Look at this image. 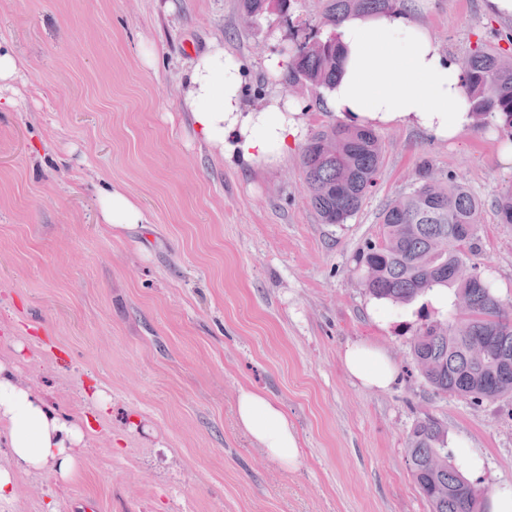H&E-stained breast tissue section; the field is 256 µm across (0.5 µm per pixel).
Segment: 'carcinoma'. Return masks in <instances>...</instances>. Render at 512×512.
<instances>
[{"label":"carcinoma","mask_w":512,"mask_h":512,"mask_svg":"<svg viewBox=\"0 0 512 512\" xmlns=\"http://www.w3.org/2000/svg\"><path fill=\"white\" fill-rule=\"evenodd\" d=\"M321 24L334 28L348 13H374L406 0H323ZM316 53H291L284 78L290 89H320L336 79L341 51L336 35L322 39ZM467 75L472 112L483 123L497 122L512 135V57L478 43L458 58ZM336 139L337 153L323 150ZM383 145L370 128L341 123L312 133L300 164L310 202L323 224H344L375 184ZM499 223L512 224V189L495 197ZM482 200L454 175H433L421 161L416 182L381 214L378 240L357 254L366 292L395 306L408 305L437 289L452 291L456 315L427 320L414 334L410 357L438 394L474 401L512 396V304L498 299L484 279L477 250ZM446 430L426 416L414 424L407 442L412 475L430 512H485V488L440 457Z\"/></svg>","instance_id":"cac0c4a2"}]
</instances>
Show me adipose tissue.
<instances>
[{
	"instance_id": "obj_1",
	"label": "adipose tissue",
	"mask_w": 512,
	"mask_h": 512,
	"mask_svg": "<svg viewBox=\"0 0 512 512\" xmlns=\"http://www.w3.org/2000/svg\"><path fill=\"white\" fill-rule=\"evenodd\" d=\"M423 6L408 4L376 14L346 15L336 28L343 47L340 71L326 87L330 111L358 127H417L440 140L455 138L474 125L466 76L452 51L432 35ZM248 66L212 46L184 76L189 123L202 141L236 169L273 167L288 155L300 134L301 105L271 93L255 107L243 104ZM103 223L134 230L145 221L139 205L120 187L99 192ZM348 374L366 388H387L396 368L380 348L363 341L345 348ZM238 427L272 460L296 467L301 442L279 405L263 392L239 395ZM9 434L11 464L0 466V499L10 498L15 475L52 470L69 478L83 447L81 420L59 416L37 393L18 384L12 368L0 362V429Z\"/></svg>"
}]
</instances>
